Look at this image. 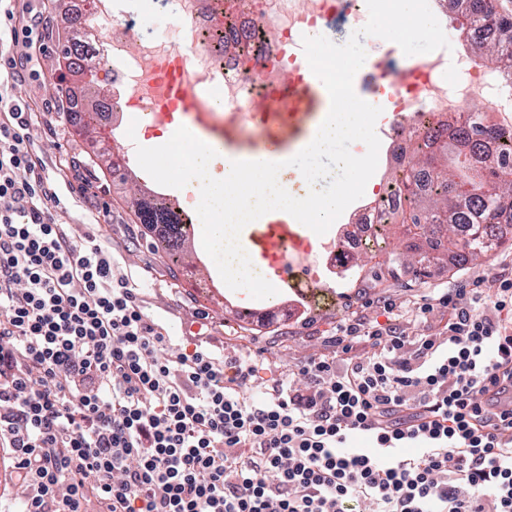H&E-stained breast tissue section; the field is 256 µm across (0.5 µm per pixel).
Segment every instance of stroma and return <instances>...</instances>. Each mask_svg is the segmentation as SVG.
I'll return each mask as SVG.
<instances>
[{
  "mask_svg": "<svg viewBox=\"0 0 512 512\" xmlns=\"http://www.w3.org/2000/svg\"><path fill=\"white\" fill-rule=\"evenodd\" d=\"M38 7L49 17L54 38L39 56L38 76L16 82L12 94L31 108L30 134L41 149L44 174L60 198L53 217L74 240L93 233L109 246L121 273L136 284L146 312L163 324L174 342L201 336L225 354L249 352L257 366L253 395H261L269 380L287 377L308 357L330 353L328 337L349 318L386 321L384 304L390 301L399 306L401 328L412 335L428 333L433 322H415L409 316L415 304L478 277L490 288L501 273L512 272L511 225L505 229L507 242L488 258L462 267L447 261L423 277L409 270L377 283L369 268L403 253L408 240L404 228L390 229L385 250L362 255L353 270L332 280L336 291L333 306L319 310L307 304L291 315L268 312L248 293L230 290L203 248L190 252L187 263L194 264L196 272L194 277H186L185 263L173 262L155 248L151 230L140 224L129 204L132 187L152 189L155 181L135 156H127L118 170L105 163L106 157L122 153L126 140L135 137L134 120H122L111 134L103 135L75 126L63 114L43 111V102L61 97L62 87L82 88L83 78L70 72L63 54L73 33L56 0H39ZM93 142L104 146L103 154L88 153ZM81 167L97 176L91 191L80 189L77 170ZM245 308L256 310V318H240Z\"/></svg>",
  "mask_w": 512,
  "mask_h": 512,
  "instance_id": "1",
  "label": "stroma"
}]
</instances>
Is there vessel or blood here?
Masks as SVG:
<instances>
[{"label":"vessel or blood","mask_w":512,"mask_h":512,"mask_svg":"<svg viewBox=\"0 0 512 512\" xmlns=\"http://www.w3.org/2000/svg\"><path fill=\"white\" fill-rule=\"evenodd\" d=\"M356 0H336L334 9L319 25L320 31L350 24ZM387 61L374 60L365 64L354 78L356 94L363 100L385 106L380 84L404 83L408 68L395 64V51H388ZM170 87L154 104L153 116L162 125L183 126L205 143L220 147L225 161L245 160L263 154L272 161L284 162L283 172L292 186H299L301 177L287 166L294 149L310 138L318 118L328 112L330 99L323 83L312 73L308 64L298 66L297 73L285 76L281 83L267 90L261 109L270 122L260 134L251 135L240 128L213 123L212 112L202 108L191 88L177 76H170ZM308 229L292 217L266 214L247 224L242 240L254 263H280L289 246L305 239Z\"/></svg>","instance_id":"1"}]
</instances>
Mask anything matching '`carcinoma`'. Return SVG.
Listing matches in <instances>:
<instances>
[{
    "label": "carcinoma",
    "instance_id": "carcinoma-1",
    "mask_svg": "<svg viewBox=\"0 0 512 512\" xmlns=\"http://www.w3.org/2000/svg\"><path fill=\"white\" fill-rule=\"evenodd\" d=\"M455 2L453 20L460 23L471 54L512 77V37H502L512 32V18L498 11L494 0ZM436 134L431 144H414L395 178L406 191L407 205L383 215L386 225L398 218L413 228L414 241L407 246L411 260L392 262L378 279L395 277L400 266L423 275L450 258L466 265L505 242L502 225L512 223V172L500 169L483 139L500 140L512 150V131L487 126L477 132L451 117L437 123ZM131 205L140 223L154 231L180 221L172 206L152 197L136 194Z\"/></svg>",
    "mask_w": 512,
    "mask_h": 512
}]
</instances>
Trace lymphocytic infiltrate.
<instances>
[{
    "mask_svg": "<svg viewBox=\"0 0 512 512\" xmlns=\"http://www.w3.org/2000/svg\"><path fill=\"white\" fill-rule=\"evenodd\" d=\"M42 13L0 6V449L19 512H512V278L352 319L264 399L250 356L172 343L74 241L10 83Z\"/></svg>",
    "mask_w": 512,
    "mask_h": 512,
    "instance_id": "obj_1",
    "label": "lymphocytic infiltrate"
}]
</instances>
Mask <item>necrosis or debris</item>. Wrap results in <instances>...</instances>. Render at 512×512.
<instances>
[{
  "instance_id": "necrosis-or-debris-1",
  "label": "necrosis or debris",
  "mask_w": 512,
  "mask_h": 512,
  "mask_svg": "<svg viewBox=\"0 0 512 512\" xmlns=\"http://www.w3.org/2000/svg\"><path fill=\"white\" fill-rule=\"evenodd\" d=\"M179 26L167 38L130 37L138 15L139 0H65L77 29L110 27L111 41L86 37L80 52L89 76H97L104 61H111L109 79L114 94L103 99L94 117L110 125L117 112H147L154 97L166 91L163 76L178 69L201 105H209L211 92L224 101L225 120L249 127L254 122L256 101L275 85L287 63L299 56L298 35L314 28L330 0H243L223 28H216L213 0H178ZM192 46L181 57L177 50ZM457 65L463 78L449 80L445 54L416 66L407 86L395 100L393 129L441 116L483 118L492 113L495 127L512 130V80L489 62L462 53ZM403 197L390 185H382L374 202L358 206L354 225L344 238L327 243L326 260L303 247L291 248L280 272L299 295L314 292L315 306H330L336 296L317 273L321 262L345 270L355 256L365 252L381 226L380 207L399 206Z\"/></svg>"
}]
</instances>
